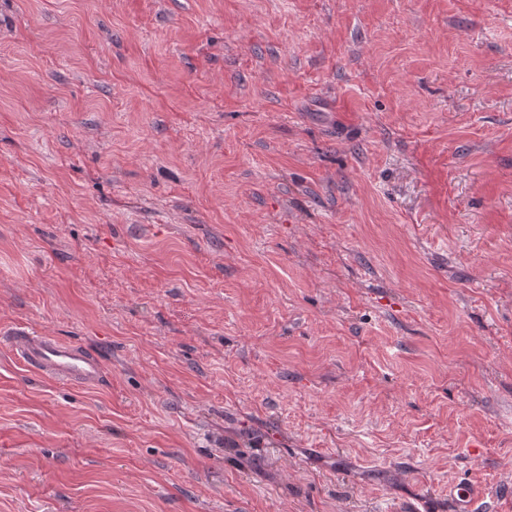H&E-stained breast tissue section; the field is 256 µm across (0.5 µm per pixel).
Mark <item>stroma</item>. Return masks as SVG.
<instances>
[{"label": "stroma", "mask_w": 512, "mask_h": 512, "mask_svg": "<svg viewBox=\"0 0 512 512\" xmlns=\"http://www.w3.org/2000/svg\"><path fill=\"white\" fill-rule=\"evenodd\" d=\"M0 512H512V0H0ZM0 337L27 367L51 379L89 387L98 386L105 376L101 359L80 345L28 328Z\"/></svg>", "instance_id": "obj_1"}]
</instances>
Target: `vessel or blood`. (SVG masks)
Instances as JSON below:
<instances>
[{"label": "vessel or blood", "instance_id": "obj_1", "mask_svg": "<svg viewBox=\"0 0 512 512\" xmlns=\"http://www.w3.org/2000/svg\"><path fill=\"white\" fill-rule=\"evenodd\" d=\"M5 341L27 367L51 379L89 387L105 376L101 359L80 345L28 328L12 330Z\"/></svg>", "mask_w": 512, "mask_h": 512}]
</instances>
